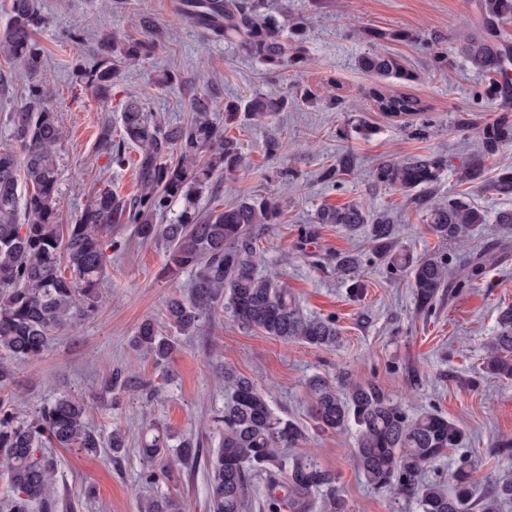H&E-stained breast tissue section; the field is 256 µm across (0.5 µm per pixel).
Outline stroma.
<instances>
[{"label": "stroma", "instance_id": "35a3bbf8", "mask_svg": "<svg viewBox=\"0 0 512 512\" xmlns=\"http://www.w3.org/2000/svg\"><path fill=\"white\" fill-rule=\"evenodd\" d=\"M178 2L43 0L49 23L36 36L45 56L36 79L57 110L63 132L58 153L60 216L71 221L95 186H111L129 199L138 193L136 151L127 149L125 161L117 164L96 150L100 121H120L128 92L138 93L151 111L173 122L187 117L189 100L196 95H213L221 102L256 93L287 99V107L272 116L240 115L225 122L226 135L235 138L248 162L230 176L214 178L198 197L197 212L204 217L257 194L274 195L280 220L258 241L259 271L288 288L304 315L335 318L340 335L334 347L319 349L242 330L224 316L196 335L181 337L172 375L162 378L133 350L131 338L143 320L161 319L170 296L188 294L191 275L170 276L162 245L140 242L128 225L118 226L114 236L127 239L128 245L108 254L101 312L61 330L41 359L14 366L17 410L30 411L59 393L80 394L89 404L87 421L95 431L105 435L118 424L128 434V446L116 460L102 453L51 449L61 505L72 502L73 512H138L145 493L139 482L144 431L157 423L182 438L207 427L213 411L224 404L225 368L250 378L274 408L303 424L306 439L300 452L313 454L335 472L348 512L420 509L415 499L373 489L358 476L350 460L355 428L315 430L306 385L315 374L331 380L348 374L354 381L381 387L409 413L434 409L459 423L467 433L462 448L429 466L423 480H447L462 457L475 468L477 495L488 491L490 481L512 477V458L497 455L494 448L500 437L512 436V383L481 374L498 312L512 304V254L476 287L453 294L426 315L417 311L407 280L390 279L385 265L372 261L365 235L352 236L336 225L322 224L307 241L299 239L319 206L364 202L392 213L401 242L414 254L437 250L438 240L425 233L422 215L406 193L371 187L373 168L392 158L447 155L449 168L436 200L465 191L488 212L506 208V200L490 192L464 189L455 175L478 148L481 129L497 114L473 99L481 76L459 60L444 72L434 71L424 47L389 45V52L404 57L415 78L386 82V89L412 94L429 107L408 128L374 109L367 92L375 81L355 67L356 57L368 49L358 35L365 26L436 36L442 51L451 50L459 27L480 34L482 19L474 0H322L318 7L311 0H291V10L307 19L312 63L304 71L286 70L278 76L267 74L237 47L207 38L178 14ZM72 29L82 30L83 45L68 39ZM112 35L150 40L156 48L143 64L124 68L110 97L101 98L79 82L76 71L91 64L99 40ZM167 71L181 76V87L158 85ZM30 81L0 55V149L17 146L7 117L20 105ZM332 94L343 97L342 110L325 106ZM273 136L284 139L285 150L270 158L263 144ZM345 151L355 155L353 173L338 185L325 183L321 171ZM502 239L512 243V232L486 224L467 241L448 245L453 272L461 273L475 250ZM346 251L363 259L360 277L365 288L359 297L351 294L348 276L336 269V254ZM117 368L131 379L153 382L159 390L156 398L145 402L129 386L118 392L112 405L101 402V380ZM87 485L94 486L93 497L80 496ZM158 490L179 498L184 512H208L203 472L179 471ZM61 505L54 512H63Z\"/></svg>", "mask_w": 512, "mask_h": 512}]
</instances>
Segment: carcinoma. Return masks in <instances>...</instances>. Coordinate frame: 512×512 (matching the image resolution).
<instances>
[{
  "instance_id": "obj_1",
  "label": "carcinoma",
  "mask_w": 512,
  "mask_h": 512,
  "mask_svg": "<svg viewBox=\"0 0 512 512\" xmlns=\"http://www.w3.org/2000/svg\"><path fill=\"white\" fill-rule=\"evenodd\" d=\"M186 17L207 37L235 44L269 74L308 66L306 18L276 11L268 0H185ZM484 21L479 37L463 35L456 40L462 61L485 78L476 100L500 110L495 121L480 132L481 150L457 172V181L484 188L503 199H512V164L503 165L490 179L485 177V158L512 142V38L500 25L512 19V0H477ZM47 25L40 0H12L9 27L0 35V53L16 62L30 76L41 72L44 51L34 35ZM363 40L371 46L385 43L416 44L418 34L399 28L366 27ZM152 44L126 36L102 39L96 62L79 72L80 81L98 96H109L127 61L149 58ZM363 73L379 81H410L414 75L403 58L372 49L355 61ZM375 108L391 117L419 115L427 111L421 99L402 92L369 90ZM288 100L272 101L255 94L244 102L224 103V112L255 118L284 108ZM122 129L101 127L97 146L117 163L125 149H138L137 174L140 193L129 200L108 186L96 187L74 221L62 222L58 209L57 151L61 129L41 84L32 82L20 106L9 113V123L21 145V154L0 150V462L5 464L14 492L11 512H30L41 503L56 506V469L43 448H77L114 456L126 447L125 430L116 425L103 438L87 426L85 399L62 393L28 415L11 404L13 364L42 357L54 334L73 323L92 318L101 302L100 285L107 249L122 243L105 234L116 224H130L143 242H160L167 253V271L176 276L191 270L188 298L174 296L166 306L165 319L181 336H193L206 322L224 310L244 329L257 328L282 341H296L319 348L336 344L339 329L330 317L304 316L287 288L259 273L258 236L279 217L278 204L270 195L246 198L222 212L200 217L192 212L200 190L214 176L231 174L246 162L237 143L224 137L209 104L192 100L189 117L168 124L150 111L139 95H127L121 113ZM355 166L354 156L343 152L336 164L323 169L322 180L335 184ZM448 158L439 153L411 159L386 160L373 173L378 190L397 189L413 194L425 218L426 230L441 243H457L482 224L494 222L512 227V208L490 217L479 206L460 197L434 201V193ZM29 188L21 199L19 183ZM182 211L168 224L157 217L171 211L177 201ZM314 224H335L350 235L367 234L375 260L397 276L409 280L417 309L431 313L444 291L463 290L486 278L489 268L507 253L497 242L473 254L463 275H452L448 256L432 251L419 257L399 245L394 218L386 210L364 203L342 207L320 206ZM362 265L357 253L337 257V268L353 274ZM136 352L153 361L167 375L179 349L177 339L164 335L152 319L143 320L133 340ZM483 371L491 378L512 381V305L500 310L497 331L483 357ZM130 378L112 371L101 381L104 400ZM312 395L310 418L316 430L336 432L353 424L357 439L352 464L365 482L376 490H397L416 499L421 512H471L476 488L471 471L460 466L450 473L449 488L420 481L422 471L462 445L464 429L443 413L431 409L411 416L381 388L360 384L348 377L337 383L316 374L307 381ZM224 407L211 418L209 429L183 438L177 458L183 465L203 464L208 481V512H250L255 481L265 483L268 512H312V496L326 493L323 512H347L336 492V474L311 454L289 458L283 452L306 438L303 426L275 411L248 377L224 369ZM218 437V448L209 440ZM171 434L155 427L142 442L146 462L140 481L157 486L173 474L168 463ZM286 489L284 497L277 489ZM512 499V480L494 481L483 496L482 512H497L499 503ZM139 512H182L172 496L149 498Z\"/></svg>"
}]
</instances>
